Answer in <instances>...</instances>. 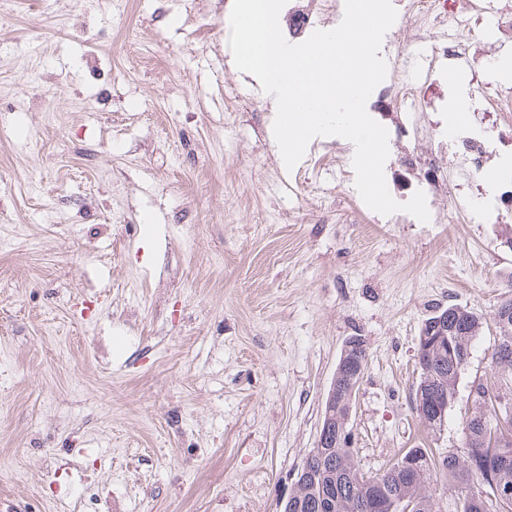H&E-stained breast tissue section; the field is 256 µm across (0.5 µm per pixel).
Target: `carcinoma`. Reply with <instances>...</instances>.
I'll return each mask as SVG.
<instances>
[{
	"label": "carcinoma",
	"mask_w": 512,
	"mask_h": 512,
	"mask_svg": "<svg viewBox=\"0 0 512 512\" xmlns=\"http://www.w3.org/2000/svg\"><path fill=\"white\" fill-rule=\"evenodd\" d=\"M448 323V343L435 352V359L445 364L442 375L451 401L482 321L475 313L465 311L450 314ZM495 325L499 342L493 356L497 358V368L511 375L512 320L506 324L497 321ZM486 423L504 447L500 449L499 463L483 478L469 467L467 453L489 448L486 432L468 422L462 426L469 433L462 434L460 447L452 445L436 454L426 448H417L409 466L397 473L389 467L366 472L355 463L354 449L327 445L304 459L302 475L298 478L299 493L288 496L281 512H370L372 495L391 506L401 501L411 503L412 512H454L451 504L456 500L467 503L463 512H512V501L499 506L488 499L493 486H512V425L501 428L490 419ZM440 476L448 480L446 502L429 491L431 482Z\"/></svg>",
	"instance_id": "cac0c4a2"
}]
</instances>
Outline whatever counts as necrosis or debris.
Listing matches in <instances>:
<instances>
[{
  "label": "necrosis or debris",
  "instance_id": "1",
  "mask_svg": "<svg viewBox=\"0 0 512 512\" xmlns=\"http://www.w3.org/2000/svg\"><path fill=\"white\" fill-rule=\"evenodd\" d=\"M403 17L419 28L411 40L396 42L398 55L422 49L432 67L419 80H410L403 68L393 67L370 95L366 109L386 123L390 136H427L439 141L425 115L448 109L455 82L465 81L475 93L465 112H496L512 117V101L502 98L493 81L492 65L503 51L512 50V0H403ZM285 39L304 41L315 30L341 19L344 0H288ZM448 145L468 177L490 180L500 203L512 211V177L492 174L486 166L487 147L463 125L453 126Z\"/></svg>",
  "mask_w": 512,
  "mask_h": 512
}]
</instances>
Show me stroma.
I'll list each match as a JSON object with an SVG mask.
<instances>
[{
  "mask_svg": "<svg viewBox=\"0 0 512 512\" xmlns=\"http://www.w3.org/2000/svg\"><path fill=\"white\" fill-rule=\"evenodd\" d=\"M232 0H0V512H280L316 445L344 341L368 363L363 469L459 444L497 381L512 213L480 180L435 221L369 209L352 142L287 170L276 102L229 63ZM489 166L512 128L472 115ZM402 139L384 175L419 190ZM483 207L472 222L463 197ZM483 322L441 431L411 409L422 325Z\"/></svg>",
  "mask_w": 512,
  "mask_h": 512,
  "instance_id": "35a3bbf8",
  "label": "stroma"
}]
</instances>
